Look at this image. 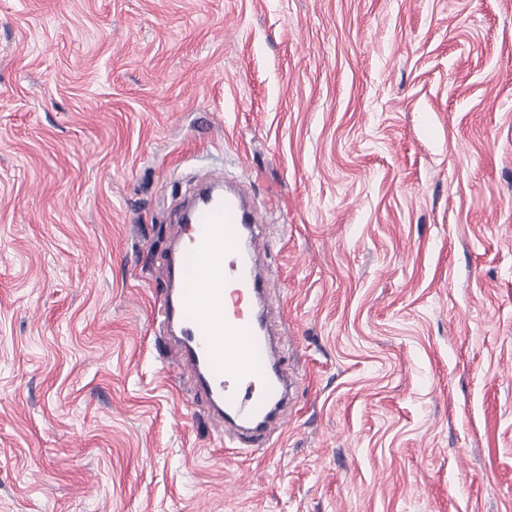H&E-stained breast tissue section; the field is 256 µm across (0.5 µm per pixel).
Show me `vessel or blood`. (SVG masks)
Wrapping results in <instances>:
<instances>
[{
  "label": "vessel or blood",
  "mask_w": 512,
  "mask_h": 512,
  "mask_svg": "<svg viewBox=\"0 0 512 512\" xmlns=\"http://www.w3.org/2000/svg\"><path fill=\"white\" fill-rule=\"evenodd\" d=\"M258 220L236 193L216 197L214 187L200 190L180 220L178 288L166 294L158 312L177 322L186 343L180 362L197 373L202 396L216 404L228 422L251 421L250 431L263 436L277 424L287 404L288 372L270 353L263 312L242 309V302H262L263 279L256 264ZM223 242L216 251L215 242ZM235 290L239 305L226 308L214 285V270ZM248 355L254 367L240 374L235 362Z\"/></svg>",
  "instance_id": "obj_1"
}]
</instances>
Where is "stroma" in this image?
Segmentation results:
<instances>
[{
    "label": "stroma",
    "mask_w": 512,
    "mask_h": 512,
    "mask_svg": "<svg viewBox=\"0 0 512 512\" xmlns=\"http://www.w3.org/2000/svg\"><path fill=\"white\" fill-rule=\"evenodd\" d=\"M252 199L283 427L156 313ZM0 512H512V0H0Z\"/></svg>",
    "instance_id": "35a3bbf8"
}]
</instances>
